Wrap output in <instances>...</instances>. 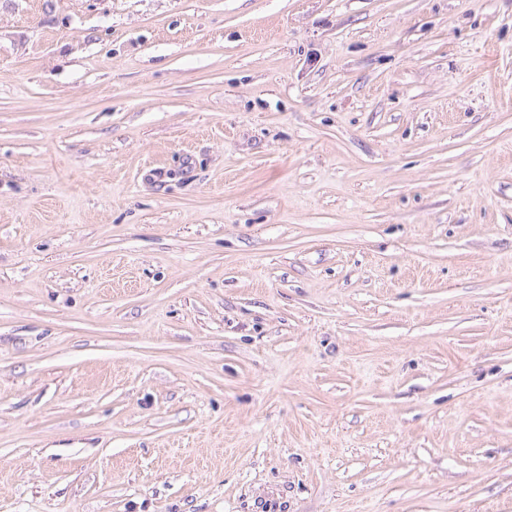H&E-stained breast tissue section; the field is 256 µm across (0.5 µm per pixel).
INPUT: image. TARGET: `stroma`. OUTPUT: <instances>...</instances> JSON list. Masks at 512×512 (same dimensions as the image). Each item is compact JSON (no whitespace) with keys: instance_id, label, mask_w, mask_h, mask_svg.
Returning <instances> with one entry per match:
<instances>
[{"instance_id":"stroma-1","label":"stroma","mask_w":512,"mask_h":512,"mask_svg":"<svg viewBox=\"0 0 512 512\" xmlns=\"http://www.w3.org/2000/svg\"><path fill=\"white\" fill-rule=\"evenodd\" d=\"M0 512H512V0H0Z\"/></svg>"}]
</instances>
